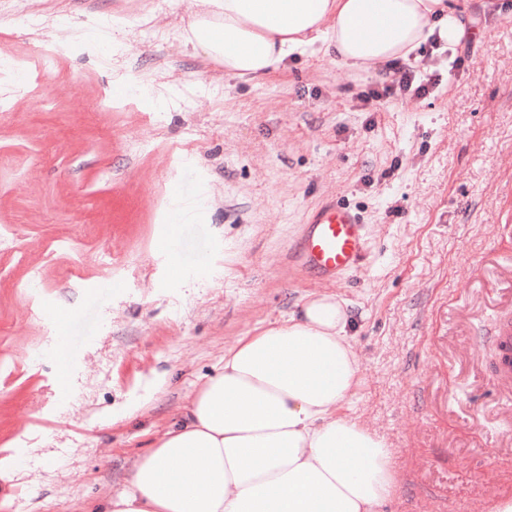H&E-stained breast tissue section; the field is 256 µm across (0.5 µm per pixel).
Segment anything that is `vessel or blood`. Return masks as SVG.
<instances>
[{
    "mask_svg": "<svg viewBox=\"0 0 512 512\" xmlns=\"http://www.w3.org/2000/svg\"><path fill=\"white\" fill-rule=\"evenodd\" d=\"M367 245L368 230L361 215L344 204L326 202L308 216L289 259L302 271L337 283L363 261ZM496 343L511 361L510 366L504 367L498 384L512 395V326L500 328Z\"/></svg>",
    "mask_w": 512,
    "mask_h": 512,
    "instance_id": "1",
    "label": "vessel or blood"
}]
</instances>
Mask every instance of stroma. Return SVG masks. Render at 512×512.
Returning a JSON list of instances; mask_svg holds the SVG:
<instances>
[{"label": "stroma", "mask_w": 512, "mask_h": 512, "mask_svg": "<svg viewBox=\"0 0 512 512\" xmlns=\"http://www.w3.org/2000/svg\"><path fill=\"white\" fill-rule=\"evenodd\" d=\"M447 2L468 31L411 56L428 94L366 103L386 64L309 51L226 76L178 37L191 0H0L75 31L126 20L48 61L63 29L0 24L31 88L0 112V512H103L225 349L324 294L350 314V413L392 454L383 512H493L512 492L485 340L512 318V0ZM112 71L161 101L118 98ZM179 192L208 199L193 221ZM326 201L369 231L339 286L288 264Z\"/></svg>", "instance_id": "1"}]
</instances>
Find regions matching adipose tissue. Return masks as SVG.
I'll return each mask as SVG.
<instances>
[{
    "label": "adipose tissue",
    "instance_id": "obj_1",
    "mask_svg": "<svg viewBox=\"0 0 512 512\" xmlns=\"http://www.w3.org/2000/svg\"><path fill=\"white\" fill-rule=\"evenodd\" d=\"M180 38L227 76L263 78L320 45L354 69L456 42L444 0H196ZM334 296L242 337L106 512H381L398 482L385 439L344 408L360 385Z\"/></svg>",
    "mask_w": 512,
    "mask_h": 512
}]
</instances>
